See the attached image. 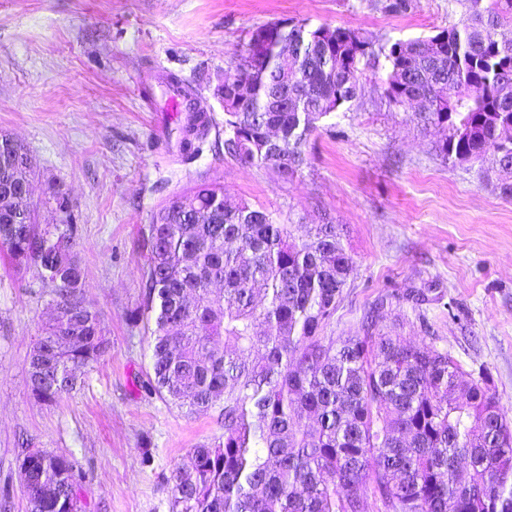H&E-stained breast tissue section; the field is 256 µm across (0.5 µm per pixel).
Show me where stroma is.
<instances>
[{
  "instance_id": "1",
  "label": "stroma",
  "mask_w": 512,
  "mask_h": 512,
  "mask_svg": "<svg viewBox=\"0 0 512 512\" xmlns=\"http://www.w3.org/2000/svg\"><path fill=\"white\" fill-rule=\"evenodd\" d=\"M463 12L459 0H416L404 14L375 0H0V135L28 151L38 224L55 220L42 204L50 189L68 200L82 298L110 341L76 390L36 399L28 361L56 308L34 269L0 251V512H28L22 445L72 460L82 512H169L173 468L221 435L215 412L190 414L148 392L149 339L128 319L143 299V230L201 183L303 240L335 225L354 272L328 335L354 333L385 296L384 329L435 342L471 374L487 370L512 408V199L494 170L437 157L441 131L389 103L384 65L365 70L346 114L321 122L295 177L224 152V71L257 26L345 25L382 43L434 35ZM170 75L209 117L191 159L179 151L180 117L155 109Z\"/></svg>"
}]
</instances>
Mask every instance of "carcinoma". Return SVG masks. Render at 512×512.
I'll return each mask as SVG.
<instances>
[{"label":"carcinoma","instance_id":"carcinoma-1","mask_svg":"<svg viewBox=\"0 0 512 512\" xmlns=\"http://www.w3.org/2000/svg\"><path fill=\"white\" fill-rule=\"evenodd\" d=\"M459 22L424 39L379 44L358 28L286 19L251 32L235 70L262 109L268 52L288 34L282 78L307 85L291 112L269 113L282 155H271L259 129L240 112L224 113L226 153L245 166H272L294 176L317 124L361 93L362 67L387 64L385 96L421 101L423 125L446 131L445 161H481L502 176L512 197V0H465ZM414 0H384L404 14ZM331 70L317 67L323 59ZM209 119L187 115L180 149L197 155ZM22 146L0 152V185L25 171ZM48 201L59 220L39 228L0 223V247L17 265L32 267L52 288L61 313L45 330L64 333L63 349L37 398L52 402L75 388L73 369L89 367L109 350L101 323L82 301L84 268L72 252L77 236L68 201ZM259 213L224 190L202 184L171 200L148 225L143 304L131 312L146 322L153 376L147 389L190 413L218 409L223 433L189 452L173 471L170 512H512V418L490 392L489 379L459 382L460 363L448 352L405 344L380 327L383 301L371 303L350 336H328L353 272L333 224L307 240L293 225ZM224 283V293L211 291ZM80 484L65 456L24 485L33 512H54L36 493L53 483Z\"/></svg>","mask_w":512,"mask_h":512}]
</instances>
